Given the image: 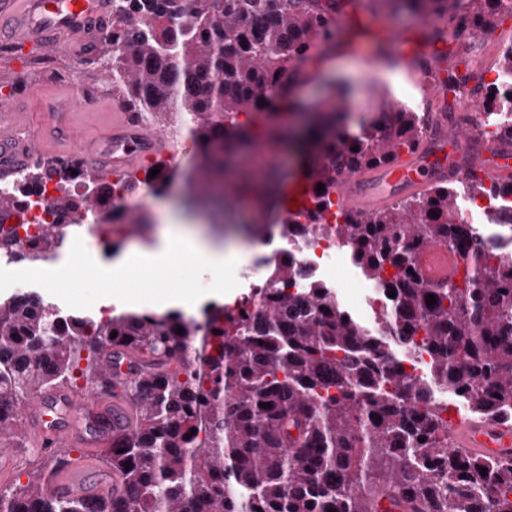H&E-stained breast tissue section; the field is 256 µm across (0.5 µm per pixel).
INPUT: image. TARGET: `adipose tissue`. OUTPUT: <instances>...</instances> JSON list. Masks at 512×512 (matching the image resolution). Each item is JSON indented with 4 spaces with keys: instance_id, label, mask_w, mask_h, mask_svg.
Here are the masks:
<instances>
[{
    "instance_id": "ef3b65f1",
    "label": "adipose tissue",
    "mask_w": 512,
    "mask_h": 512,
    "mask_svg": "<svg viewBox=\"0 0 512 512\" xmlns=\"http://www.w3.org/2000/svg\"><path fill=\"white\" fill-rule=\"evenodd\" d=\"M187 257L201 271L210 274L212 286L209 293L212 297L228 301L234 299L233 288L224 285V270L244 260V248L224 247L223 243L201 236L185 224H165L154 246H138L120 252L106 266L105 273L118 278L128 268L141 266L160 277L169 265Z\"/></svg>"
}]
</instances>
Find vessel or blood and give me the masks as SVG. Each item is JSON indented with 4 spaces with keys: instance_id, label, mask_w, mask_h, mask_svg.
<instances>
[{
    "instance_id": "vessel-or-blood-1",
    "label": "vessel or blood",
    "mask_w": 512,
    "mask_h": 512,
    "mask_svg": "<svg viewBox=\"0 0 512 512\" xmlns=\"http://www.w3.org/2000/svg\"><path fill=\"white\" fill-rule=\"evenodd\" d=\"M111 14L110 0H0V43L59 50L83 45L103 35ZM382 33L399 47L401 65L415 76L421 98L429 105L422 115V146L391 165L344 175L334 200L344 209L373 213L403 193L426 192L437 181L472 176L488 184L512 175V148L503 144L484 147L474 169L456 167L454 158L467 151L469 135L449 131L445 109L439 104L441 85L429 79L424 53L414 41L398 36L394 26ZM81 97V92H71L55 101L47 115L23 111L15 100H0V177L45 156L49 140L58 144V158L76 162L85 172H131L144 161L177 153L167 133L125 109L113 112L111 132L104 141L87 146L70 120L72 111L82 105ZM22 418L31 445L43 453L63 444L106 446L113 435L129 432L134 424V412L123 399L99 394L78 397L65 388L34 398L23 407ZM450 430L453 447L512 458V424L457 420ZM54 485L59 492L77 497H96L111 487L102 475L77 464L61 469Z\"/></svg>"
}]
</instances>
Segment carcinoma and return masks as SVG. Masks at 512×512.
I'll list each match as a JSON object with an SVG mask.
<instances>
[{"mask_svg": "<svg viewBox=\"0 0 512 512\" xmlns=\"http://www.w3.org/2000/svg\"><path fill=\"white\" fill-rule=\"evenodd\" d=\"M496 2L366 0L365 8L427 23L436 54L448 38L480 46L512 10ZM333 11L332 0H112L106 73L145 121L172 119L187 135L198 157L186 177L192 186L243 162L257 139L279 135L271 108L289 98L287 64L332 40L345 46ZM478 61L473 54L464 70L449 69L445 93L477 79ZM495 72H512L511 36ZM475 89L484 126L512 145V122L502 119L512 99L493 82ZM344 95L302 142L311 149L301 172L311 195L288 224L314 240H337L368 279L396 292L376 329L357 322L330 288L291 291L292 256L275 268L277 287L233 307L214 306L202 322L177 311L64 317L33 294L0 301V435L17 426L21 402L79 377L88 391L115 396L122 389L135 408L132 431L103 450L106 467L119 476L118 493L88 501L55 491L54 476L71 462L56 448L38 455L44 466L27 483L0 486V512H392L385 501L401 512L418 504L424 512H512V458L451 448L448 406L431 397L432 385L447 387L478 418L512 421V256L478 242L448 182L374 214L334 208L342 175L386 165L422 141L419 114L386 95L375 119L354 131L336 128ZM241 113L252 124L236 121ZM155 165L153 178L146 168L143 179L113 181L74 176L58 162L25 169L0 192V206L28 207L53 171V223L6 257L42 259L85 220L147 235L148 215H128L115 193L142 185L163 192L171 168L163 160ZM260 184L240 168L234 193L256 194ZM468 189L472 201L505 200L512 179L473 181ZM441 245L455 250L460 264L430 287L413 257ZM397 342L403 357L392 350ZM114 348L138 359L129 384L104 368L103 356ZM413 358L426 361L427 379L407 371L404 361Z\"/></svg>", "mask_w": 512, "mask_h": 512, "instance_id": "1", "label": "carcinoma"}]
</instances>
